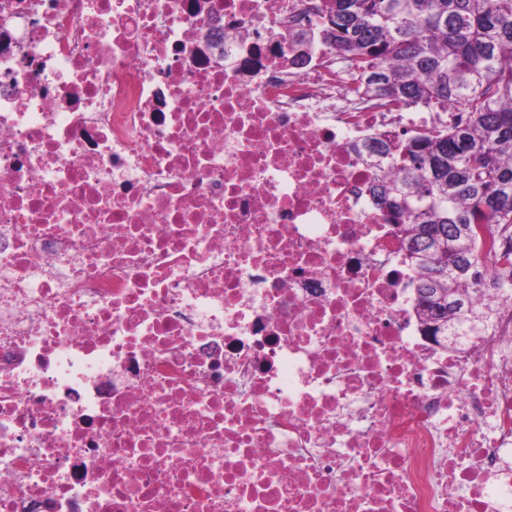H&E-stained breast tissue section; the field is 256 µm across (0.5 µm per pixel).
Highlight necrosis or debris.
Instances as JSON below:
<instances>
[{
  "instance_id": "necrosis-or-debris-1",
  "label": "necrosis or debris",
  "mask_w": 512,
  "mask_h": 512,
  "mask_svg": "<svg viewBox=\"0 0 512 512\" xmlns=\"http://www.w3.org/2000/svg\"><path fill=\"white\" fill-rule=\"evenodd\" d=\"M323 0H0V512H512V302L441 346Z\"/></svg>"
}]
</instances>
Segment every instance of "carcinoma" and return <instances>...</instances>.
Returning a JSON list of instances; mask_svg holds the SVG:
<instances>
[{"label": "carcinoma", "mask_w": 512, "mask_h": 512, "mask_svg": "<svg viewBox=\"0 0 512 512\" xmlns=\"http://www.w3.org/2000/svg\"><path fill=\"white\" fill-rule=\"evenodd\" d=\"M319 35L344 51L350 96L464 114L354 151L376 170L375 205L403 234L421 322L440 309L452 334H479L496 310L471 291L512 300V254L500 257L502 276L485 266L512 229V0H328Z\"/></svg>", "instance_id": "obj_1"}]
</instances>
